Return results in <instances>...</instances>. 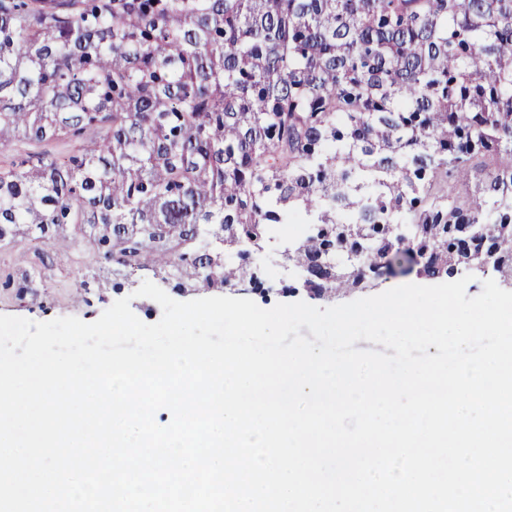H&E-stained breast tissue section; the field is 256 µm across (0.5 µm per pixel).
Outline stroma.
<instances>
[{
	"label": "stroma",
	"mask_w": 512,
	"mask_h": 512,
	"mask_svg": "<svg viewBox=\"0 0 512 512\" xmlns=\"http://www.w3.org/2000/svg\"><path fill=\"white\" fill-rule=\"evenodd\" d=\"M300 225H289L287 230L275 232L259 261L270 286L268 295H260L250 285L229 289L232 297L253 300L263 308L278 303L308 301L303 289L293 288V276L279 263L278 251L284 238L297 237ZM100 264L94 251L87 245L68 250H55L49 246L32 245L21 241L0 248V282L6 276L30 272L33 281L24 296H17L15 289L0 285V314L24 317L42 322L58 317L74 316L86 322L97 320L116 300L131 297L132 311L145 323L153 324L162 317V309L154 300L133 297V286L141 285L144 274L132 278V287L120 290L106 288L89 294L87 302H79L83 278L98 273Z\"/></svg>",
	"instance_id": "1"
}]
</instances>
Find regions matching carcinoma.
<instances>
[{
  "label": "carcinoma",
  "mask_w": 512,
  "mask_h": 512,
  "mask_svg": "<svg viewBox=\"0 0 512 512\" xmlns=\"http://www.w3.org/2000/svg\"><path fill=\"white\" fill-rule=\"evenodd\" d=\"M12 146L0 244L81 237L112 288L263 292L252 257L298 215L315 299L413 256L512 288V0H0Z\"/></svg>",
  "instance_id": "obj_1"
}]
</instances>
